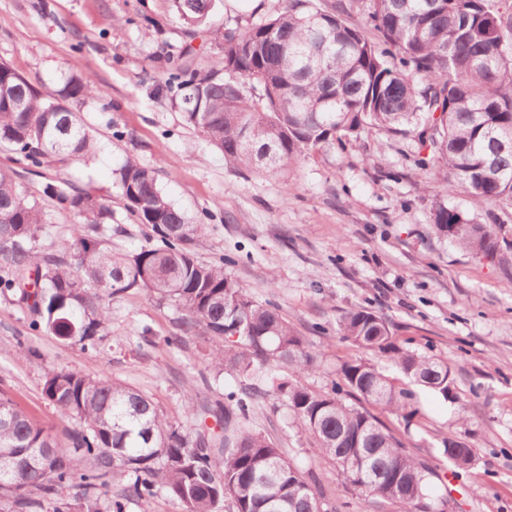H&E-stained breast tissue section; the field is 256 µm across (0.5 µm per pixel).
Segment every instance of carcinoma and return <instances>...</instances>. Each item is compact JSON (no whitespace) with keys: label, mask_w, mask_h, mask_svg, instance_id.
I'll return each instance as SVG.
<instances>
[{"label":"carcinoma","mask_w":512,"mask_h":512,"mask_svg":"<svg viewBox=\"0 0 512 512\" xmlns=\"http://www.w3.org/2000/svg\"><path fill=\"white\" fill-rule=\"evenodd\" d=\"M500 0H284L272 17L212 31L222 55L208 68L187 57L172 74L185 117L224 154L225 162L273 174L366 128L413 137L409 156L426 171L446 169V192L463 189L491 203L489 224L436 199V233L503 267L512 264V11ZM99 93L89 77L71 75L43 92L0 63V146L34 166L53 156L83 158L93 139L77 104ZM128 209L153 232L132 255L106 237V201L66 179L44 195L80 218L60 252L39 242L45 207L0 170V291L33 286L28 327L64 343L97 350L109 335L106 300L138 288L182 312L180 331L217 341L210 357L239 376L214 401L187 394L194 426L171 424L140 391L103 376L51 370L43 394L76 419L65 442L34 425L0 394V512H125L160 492L181 512H338L314 476L288 460L255 424L257 409L279 400L297 433L336 467L341 484L371 507L427 512L448 503L436 494V470L410 455L370 411L399 412L413 392L362 357L344 362L339 381L315 391L303 380L315 356L281 315L225 273L204 263L195 245L208 231L194 224L135 161L118 171ZM343 339L387 357L409 383L448 397V363L399 345L385 318L354 308L337 322ZM212 418L219 430L207 427ZM443 454L458 468L474 449L450 435ZM360 460L354 471L343 464ZM114 481L124 488L110 496Z\"/></svg>","instance_id":"1"}]
</instances>
